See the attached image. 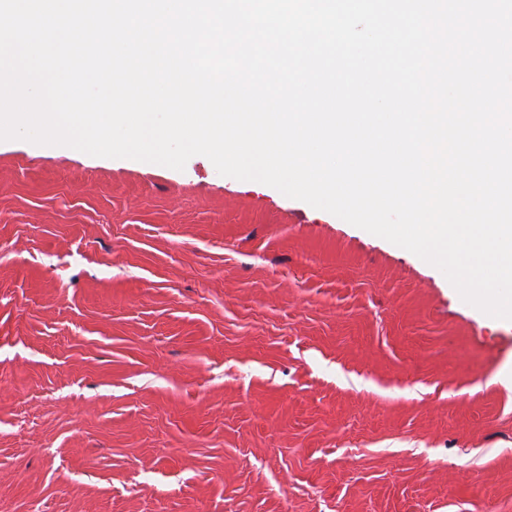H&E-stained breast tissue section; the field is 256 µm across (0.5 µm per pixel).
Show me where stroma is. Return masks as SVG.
<instances>
[{
	"mask_svg": "<svg viewBox=\"0 0 512 512\" xmlns=\"http://www.w3.org/2000/svg\"><path fill=\"white\" fill-rule=\"evenodd\" d=\"M0 512H512V321L204 156L0 141Z\"/></svg>",
	"mask_w": 512,
	"mask_h": 512,
	"instance_id": "stroma-1",
	"label": "stroma"
}]
</instances>
